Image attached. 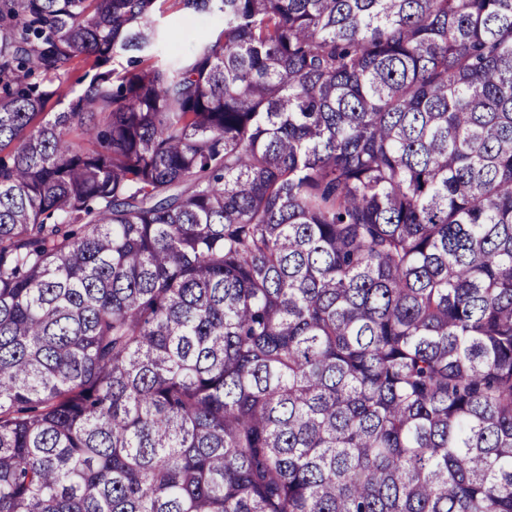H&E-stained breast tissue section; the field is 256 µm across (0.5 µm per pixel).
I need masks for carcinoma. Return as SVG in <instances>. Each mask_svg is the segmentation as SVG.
Masks as SVG:
<instances>
[{"label": "carcinoma", "mask_w": 512, "mask_h": 512, "mask_svg": "<svg viewBox=\"0 0 512 512\" xmlns=\"http://www.w3.org/2000/svg\"><path fill=\"white\" fill-rule=\"evenodd\" d=\"M0 512H512V0H0ZM160 24L166 29L168 41L174 49L185 47L190 32L216 33L220 30L214 17L205 13H184L176 8L168 9L160 18Z\"/></svg>", "instance_id": "1"}]
</instances>
